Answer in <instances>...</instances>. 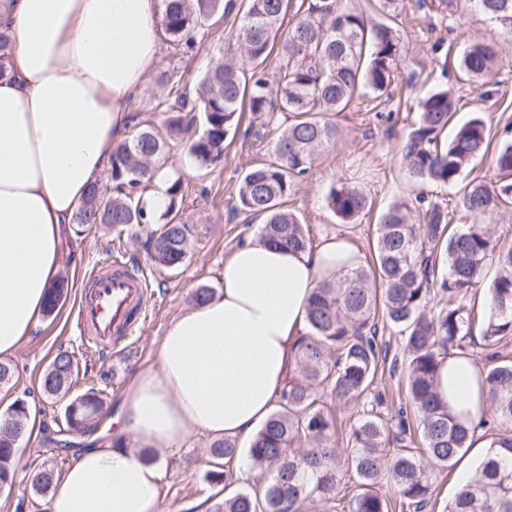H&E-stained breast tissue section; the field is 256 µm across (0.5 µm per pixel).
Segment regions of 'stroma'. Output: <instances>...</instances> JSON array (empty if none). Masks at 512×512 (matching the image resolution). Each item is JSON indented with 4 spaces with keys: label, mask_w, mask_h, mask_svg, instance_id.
I'll use <instances>...</instances> for the list:
<instances>
[{
    "label": "stroma",
    "mask_w": 512,
    "mask_h": 512,
    "mask_svg": "<svg viewBox=\"0 0 512 512\" xmlns=\"http://www.w3.org/2000/svg\"><path fill=\"white\" fill-rule=\"evenodd\" d=\"M239 18L228 15L203 27L192 46L177 45L161 38L159 55L142 84L128 98V110L137 121L148 124L162 119L180 94L195 96L197 84L212 66L228 58V42ZM402 40V60L388 95L354 100L334 115L340 133L336 142L321 148L310 172L288 196L285 207L303 224L312 245L327 235L345 236L362 257L372 260L381 213L397 201L411 214L422 213L417 201H427L455 210L457 188L415 184L407 173L399 146L414 127L417 101L428 92L451 87L458 103L454 125L482 116L492 133L512 125V36L504 33L468 0H398L390 20ZM497 43L499 56L490 73L475 81L464 80L458 59L471 43ZM289 115L273 112L266 124L242 123L230 133L223 159L199 166L187 148L173 149L168 162L172 177L182 181L179 216L191 228V249L178 268H162L150 258L147 235L132 228L115 238L110 226L99 224L74 236L59 258V273L69 280V289L56 310L41 315L27 336L6 360L15 367V383L0 388V405L13 401L23 390L36 388L58 351L70 350L79 362V375L71 393L100 391L105 400L103 418L117 412L133 376L156 365L161 337L169 322L192 304L199 288L219 289L224 259L249 235L259 233L262 221L238 206L235 196L242 175L252 165L272 160V129L285 127ZM346 181L361 187L372 200L370 211L355 223L340 224L327 206L331 187ZM117 255L143 271L150 290V311L138 323L134 335L112 353L90 348L74 328L72 316L88 270ZM62 404L37 403L31 411L34 429L21 443L16 456L19 470L28 472L48 462L64 471L80 438L67 435L66 446L46 444L47 431L62 425ZM210 436L197 433L181 449L168 455L164 481L166 493L160 512H212L207 499L211 488L203 463Z\"/></svg>",
    "instance_id": "35a3bbf8"
}]
</instances>
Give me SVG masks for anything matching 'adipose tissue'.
Wrapping results in <instances>:
<instances>
[{
  "instance_id": "ef3b65f1",
  "label": "adipose tissue",
  "mask_w": 512,
  "mask_h": 512,
  "mask_svg": "<svg viewBox=\"0 0 512 512\" xmlns=\"http://www.w3.org/2000/svg\"><path fill=\"white\" fill-rule=\"evenodd\" d=\"M159 0H0L14 51L0 75V356L35 328L58 274L62 232L109 165L128 127L127 99L159 51ZM341 237L316 251L239 244L219 295L177 315L157 366L126 391L121 430L177 452L193 433L250 443L286 380L318 284L355 267ZM479 366L444 359L439 392L459 418L477 417ZM163 462L102 438L59 477L49 512H160Z\"/></svg>"
}]
</instances>
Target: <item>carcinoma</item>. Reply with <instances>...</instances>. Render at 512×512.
Listing matches in <instances>:
<instances>
[{
  "label": "carcinoma",
  "mask_w": 512,
  "mask_h": 512,
  "mask_svg": "<svg viewBox=\"0 0 512 512\" xmlns=\"http://www.w3.org/2000/svg\"><path fill=\"white\" fill-rule=\"evenodd\" d=\"M469 2L512 34V0ZM235 9L241 16L235 55L202 78L199 102L181 94L160 123L134 125L112 150L110 178L118 195L106 184L91 186L74 218L81 227L110 224L120 233L133 224L142 227L151 259L164 268H177L187 257L190 228L175 216L182 182L177 177L166 190L162 224L155 223L141 192L173 148L186 147L207 167L224 157L225 141L244 114L258 121L271 112L289 113L288 126L273 144L274 160L245 173L238 204L264 218L265 240L306 251L310 242L303 224L283 203L311 170L315 152L338 137L336 123L325 114L344 111L358 93L387 90L401 60L397 30L385 22L369 23L343 0H301L279 39L289 0L239 5L235 0H165L161 27L171 41L189 46L210 20ZM275 52L285 65L272 83L263 65ZM497 57L494 44L473 43L463 52L460 71L478 79ZM455 111L456 101L445 89L418 101V121L401 145L415 182L455 185L470 164L488 155L490 133L479 117L446 137ZM492 165L496 180H471L460 190L458 209L472 223L453 224L447 209L431 203L417 224L405 204L394 203L380 216L372 265L351 268L315 288L287 384L246 448L250 473L262 477L261 485L256 488L252 478L238 475L233 465L237 441L213 440L208 483L238 486L215 504L214 512H312L315 504L329 512L344 472L353 477L355 492L343 512H393L396 502L422 512L434 495L437 475L456 466L471 448L475 430L491 420L512 422V357L498 351L512 339V244L502 243L486 224L512 197L511 137L502 141ZM328 206L342 224L371 208L368 197L346 182L330 189ZM488 267L495 276L478 317L464 301L482 286ZM67 289L63 279L49 288L45 313L56 309ZM433 296L439 298L434 305ZM477 322L483 347L491 350L479 380L483 412L490 418L475 424L448 412L437 376L443 359L466 349ZM382 325L402 337V359H392L391 367L401 369L413 410L410 415L401 407L389 421L380 415L384 399L375 387L389 352V343L379 340ZM77 372L74 353L58 352L41 378V397L66 398ZM335 406L352 419L346 451L337 447ZM102 409L103 400L92 389L69 399L63 411L66 431L86 433ZM29 415L24 397L0 414V490L16 483L15 455ZM415 444L426 454H417ZM492 445L502 455L476 468L455 492L448 512H512V431L498 433ZM55 476V467H38L28 476L34 494L47 496Z\"/></svg>",
  "instance_id": "1"
}]
</instances>
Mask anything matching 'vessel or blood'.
I'll return each instance as SVG.
<instances>
[{"label": "vessel or blood", "mask_w": 512, "mask_h": 512, "mask_svg": "<svg viewBox=\"0 0 512 512\" xmlns=\"http://www.w3.org/2000/svg\"><path fill=\"white\" fill-rule=\"evenodd\" d=\"M149 310L146 284L137 269L118 260L94 267L76 307L77 331L98 351L129 339L137 316Z\"/></svg>", "instance_id": "1"}]
</instances>
